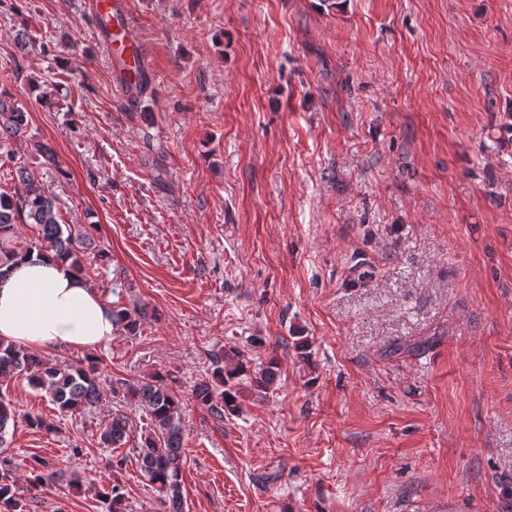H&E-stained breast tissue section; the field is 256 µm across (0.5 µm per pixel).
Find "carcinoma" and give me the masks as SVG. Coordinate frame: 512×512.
Here are the masks:
<instances>
[{
	"instance_id": "1",
	"label": "carcinoma",
	"mask_w": 512,
	"mask_h": 512,
	"mask_svg": "<svg viewBox=\"0 0 512 512\" xmlns=\"http://www.w3.org/2000/svg\"><path fill=\"white\" fill-rule=\"evenodd\" d=\"M28 127L27 112L13 97L0 93V157H12V143L20 140ZM17 183L13 194H0V276L1 268L19 255L33 252L53 254L69 262L73 272L85 276V261L93 255L105 261L108 254L96 249L95 239L85 226L62 225L58 221L55 201L45 191L35 173L26 165L16 169ZM32 224L37 230L34 241L21 244L14 241L17 222ZM116 320L130 335L137 334L141 321L148 315L144 306L114 308ZM236 361L231 370H224L223 359ZM248 360L240 350L224 353L216 359L212 379L199 382L193 391L196 403L219 415L232 413L238 407V394L243 389L241 376L249 374ZM278 365L270 361L258 368L250 378L249 389L258 395L270 390L277 378ZM21 376L28 385L45 392L59 413L82 414L101 399L96 359L86 357L76 363L45 360L10 344L0 342V380ZM128 391L147 416L148 424L138 448V461L144 475L158 492L164 512H183L182 468L184 466L183 435L180 424L183 404L167 383L156 373L135 386L124 381L112 383V392ZM18 417L14 401L0 395V512H29L30 492L59 476L48 471V463L40 458L26 466V487L17 486L12 460L3 455L9 426ZM128 418L117 413L100 430V443L107 448H119L128 437ZM98 499L105 512H126L123 487L118 477L103 486Z\"/></svg>"
}]
</instances>
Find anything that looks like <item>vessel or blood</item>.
Masks as SVG:
<instances>
[{"label": "vessel or blood", "instance_id": "b4317fda", "mask_svg": "<svg viewBox=\"0 0 512 512\" xmlns=\"http://www.w3.org/2000/svg\"><path fill=\"white\" fill-rule=\"evenodd\" d=\"M98 43L112 64V83L129 100L138 99L149 84L151 65L134 32L126 0H87Z\"/></svg>", "mask_w": 512, "mask_h": 512}]
</instances>
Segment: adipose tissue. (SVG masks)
Returning <instances> with one entry per match:
<instances>
[{
    "label": "adipose tissue",
    "mask_w": 512,
    "mask_h": 512,
    "mask_svg": "<svg viewBox=\"0 0 512 512\" xmlns=\"http://www.w3.org/2000/svg\"><path fill=\"white\" fill-rule=\"evenodd\" d=\"M121 330L111 304L67 263L34 255L0 277V340L29 351L92 350Z\"/></svg>",
    "instance_id": "1"
}]
</instances>
